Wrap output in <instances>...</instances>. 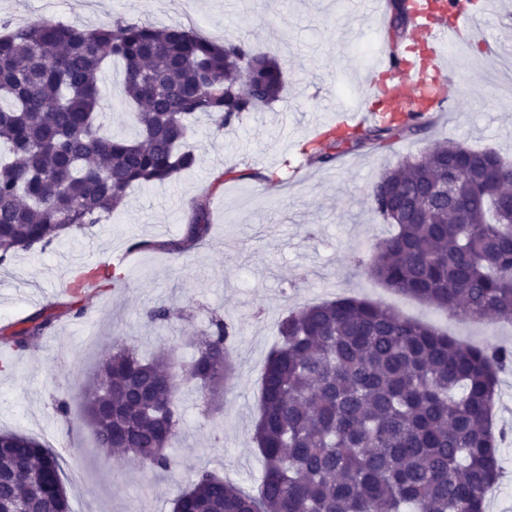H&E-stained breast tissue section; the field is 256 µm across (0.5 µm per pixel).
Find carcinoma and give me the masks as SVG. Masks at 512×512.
Returning <instances> with one entry per match:
<instances>
[{"mask_svg":"<svg viewBox=\"0 0 512 512\" xmlns=\"http://www.w3.org/2000/svg\"><path fill=\"white\" fill-rule=\"evenodd\" d=\"M389 28L408 25L390 0ZM123 65V92L137 105L132 138L106 131L98 84L104 65ZM285 69L246 40L217 41L192 28L125 19L87 31L41 20L0 33V266L101 224L128 190L174 180L198 165L191 120L221 134L243 114L281 98ZM430 126L426 109L355 128L314 161L381 148ZM371 209L396 231L358 264L386 287L464 319L512 321V157L452 141L431 145L387 171ZM181 237L135 242L185 255L209 235L205 200L190 207ZM84 279L122 281L110 267ZM83 282L64 313L81 318ZM58 315L37 312L0 331L5 350L27 351ZM261 381L254 441L264 462L256 494L213 471L192 474L173 512H485L501 463L492 426L499 373L512 350L463 346L386 307L352 297L307 305L278 328ZM233 325L217 317L196 353L172 373L163 354L146 359L119 336L98 354L78 392L97 450L126 454L150 471L174 465L182 383L206 411L231 371ZM70 512L56 453L0 431V508Z\"/></svg>","mask_w":512,"mask_h":512,"instance_id":"cac0c4a2","label":"carcinoma"}]
</instances>
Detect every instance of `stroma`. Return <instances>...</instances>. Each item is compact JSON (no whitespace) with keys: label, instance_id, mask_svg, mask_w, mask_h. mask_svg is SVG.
Masks as SVG:
<instances>
[{"label":"stroma","instance_id":"35a3bbf8","mask_svg":"<svg viewBox=\"0 0 512 512\" xmlns=\"http://www.w3.org/2000/svg\"><path fill=\"white\" fill-rule=\"evenodd\" d=\"M474 2V26L462 32L471 43L473 66L464 78L447 73L454 111L433 114L423 134L322 165L311 155L327 145L338 111L378 105L362 49L378 48L387 30L373 26L356 0H0L1 22L24 7L33 18L88 29L119 18L158 28L184 23L218 40H248L288 61L283 100L245 113L215 137L205 120L193 121L197 167L166 184L132 188L107 221L0 266L3 327L65 302L69 269L92 267V254L128 250L135 240L171 239L186 223L193 200L209 203L210 235L187 257L131 252L119 285L86 291L85 318L61 316L55 330L27 352H0L9 364L0 370V429L32 436L61 456L71 512L89 503L96 512H172L189 473L198 470L256 488L263 473L253 440L261 379L279 321L299 307L356 296L460 344L512 346L511 324L460 320L386 288L356 264L393 232L370 209L368 196L380 176L405 157L420 156L444 139L512 153V96L499 95L483 67L487 50L503 57L512 48V0ZM120 74V64H108L100 89L112 130L131 135L136 128ZM157 304L170 307V322L147 321L146 310ZM217 315L237 331L233 375L212 416L205 415L194 385L184 386L182 426L170 450L177 464L171 470L154 474L132 459L100 454L78 404H71L67 416L56 413V400L79 389L113 337L145 356L168 351L176 370L194 354L191 339L208 331Z\"/></svg>","mask_w":512,"mask_h":512}]
</instances>
